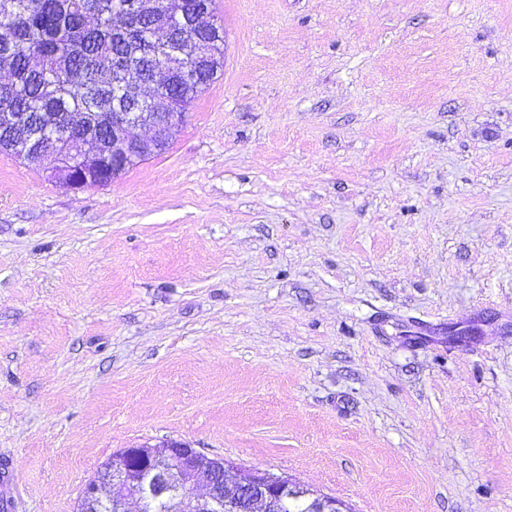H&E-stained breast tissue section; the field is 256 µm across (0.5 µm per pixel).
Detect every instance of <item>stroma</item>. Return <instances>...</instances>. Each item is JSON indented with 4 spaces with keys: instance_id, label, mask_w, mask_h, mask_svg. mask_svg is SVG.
Masks as SVG:
<instances>
[{
    "instance_id": "1",
    "label": "stroma",
    "mask_w": 512,
    "mask_h": 512,
    "mask_svg": "<svg viewBox=\"0 0 512 512\" xmlns=\"http://www.w3.org/2000/svg\"><path fill=\"white\" fill-rule=\"evenodd\" d=\"M169 150L0 154V464L75 512L166 438L352 512H512V0H215Z\"/></svg>"
}]
</instances>
